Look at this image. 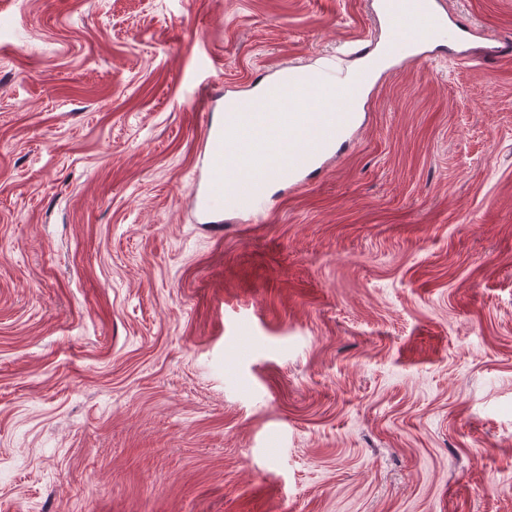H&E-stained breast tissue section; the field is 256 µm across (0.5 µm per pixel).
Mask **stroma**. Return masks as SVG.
<instances>
[{"instance_id":"35a3bbf8","label":"stroma","mask_w":512,"mask_h":512,"mask_svg":"<svg viewBox=\"0 0 512 512\" xmlns=\"http://www.w3.org/2000/svg\"><path fill=\"white\" fill-rule=\"evenodd\" d=\"M445 6L218 230L194 99L366 0H0V512H512V0Z\"/></svg>"}]
</instances>
